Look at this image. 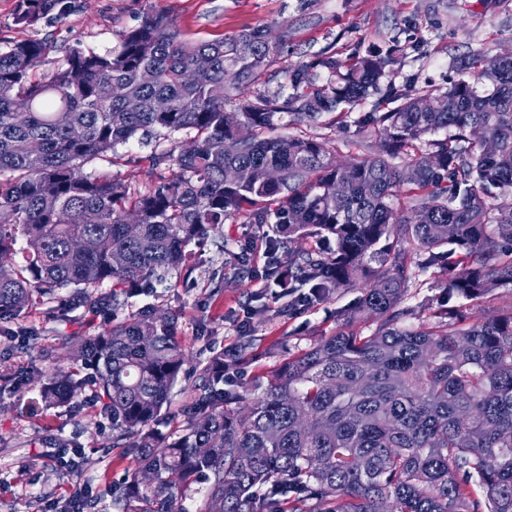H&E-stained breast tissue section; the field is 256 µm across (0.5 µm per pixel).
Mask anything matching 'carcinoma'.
<instances>
[{
    "label": "carcinoma",
    "instance_id": "1",
    "mask_svg": "<svg viewBox=\"0 0 512 512\" xmlns=\"http://www.w3.org/2000/svg\"><path fill=\"white\" fill-rule=\"evenodd\" d=\"M69 9L18 0L16 23L60 21ZM48 51L33 40L0 51V321L62 289L98 308L105 282L114 301L152 288L240 216L262 230L268 284L291 296L278 315L360 290L336 332L270 374L240 381L250 335L234 355H213L168 443L155 427L186 362L173 315L142 306L81 340L29 409L93 387L136 459L110 489L119 512H180L199 485V512H512V303L475 322L452 304L512 288V203L491 195L512 196V56L462 61L464 77L413 93L389 81L403 55L391 41L289 64L270 94L261 78L285 44L267 29L192 41L155 10L112 50L74 51L35 80ZM378 92L358 126L379 139L359 160L338 164L325 142L276 133L342 117ZM171 137L147 156L171 170L153 188L83 172L116 164L133 139ZM19 237L24 265L7 267ZM299 238L313 245L282 263L280 245ZM409 245L427 257L415 263ZM415 267L437 268L444 285L427 327L402 306ZM358 318L377 327L364 336Z\"/></svg>",
    "mask_w": 512,
    "mask_h": 512
}]
</instances>
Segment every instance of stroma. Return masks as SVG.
Listing matches in <instances>:
<instances>
[{
  "label": "stroma",
  "instance_id": "1",
  "mask_svg": "<svg viewBox=\"0 0 512 512\" xmlns=\"http://www.w3.org/2000/svg\"><path fill=\"white\" fill-rule=\"evenodd\" d=\"M18 0H0V51L24 39L49 45L48 65L74 50L105 52L119 35L140 24L147 9L169 12L187 38L208 41L268 26L286 34L288 63L306 65L318 55L339 59L395 39L407 53L394 67L396 85L442 89L457 79L456 60L476 52L512 49V0H71L57 23L23 27L15 22ZM292 135L325 140L339 160L366 156V141L353 118L329 117L288 126ZM150 146L119 148V165L98 163L145 189L158 185L164 169L149 166ZM225 239L249 246L246 274H237L235 252L217 242L194 245L187 269L149 291L120 298L118 307L74 306L61 311L41 301L11 322H0V512H44L48 499L81 489L97 497L96 512H114L107 489L134 466L129 449L114 447L112 424L102 418L91 391L70 406L30 414L28 403L46 375L68 366L75 341L102 331L112 319L146 304L175 314L176 336L186 354L183 373L171 393V414L159 424L176 431L188 411L199 366L213 353L237 348L242 335L255 338L248 375L276 369L289 351L308 348L337 326V311L351 306L356 291L292 318L280 317L264 277L265 241L256 225L240 217L227 222ZM36 339H29L28 331ZM80 449L74 468L44 458L58 446Z\"/></svg>",
  "mask_w": 512,
  "mask_h": 512
}]
</instances>
